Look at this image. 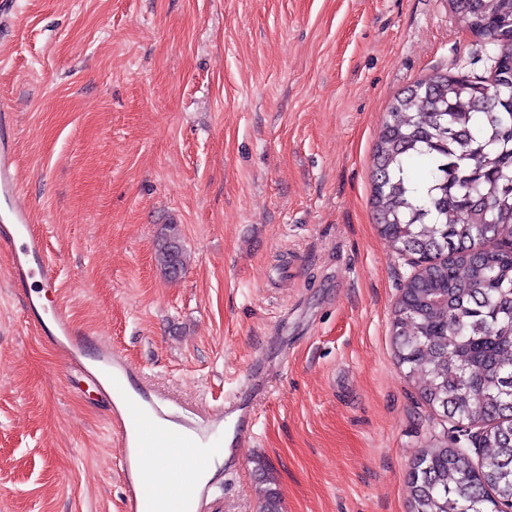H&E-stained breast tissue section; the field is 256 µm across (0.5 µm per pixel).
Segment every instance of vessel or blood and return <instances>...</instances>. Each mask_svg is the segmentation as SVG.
I'll use <instances>...</instances> for the list:
<instances>
[{
    "label": "vessel or blood",
    "mask_w": 512,
    "mask_h": 512,
    "mask_svg": "<svg viewBox=\"0 0 512 512\" xmlns=\"http://www.w3.org/2000/svg\"><path fill=\"white\" fill-rule=\"evenodd\" d=\"M14 164V130L9 109L4 106L0 108V243L10 247L14 283L23 284L37 277L45 288L53 289L57 277L44 240L34 230L28 211L14 204L20 191ZM27 307L48 342L112 404L111 434L123 450L117 463L121 512H156L164 497L188 500L193 512H208L209 489L190 486L191 473L208 468V451L222 444L224 416L232 412L238 413L240 421L227 445L228 459L238 460L239 448L251 438L253 413L240 409L236 400L229 398L200 423L183 422L163 409L158 396L144 389L142 375L119 348L96 341L76 328L62 310L46 309L40 296H29ZM156 448L178 463L159 486L151 482L147 468Z\"/></svg>",
    "instance_id": "vessel-or-blood-1"
}]
</instances>
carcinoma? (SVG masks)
<instances>
[{
	"mask_svg": "<svg viewBox=\"0 0 512 512\" xmlns=\"http://www.w3.org/2000/svg\"><path fill=\"white\" fill-rule=\"evenodd\" d=\"M492 46V77L436 73L392 101L373 153L379 230L416 272L393 311L400 365L423 399L485 423L475 462L436 445L407 474L411 512L512 508V0H449ZM168 276L184 270L175 224L157 237Z\"/></svg>",
	"mask_w": 512,
	"mask_h": 512,
	"instance_id": "carcinoma-1",
	"label": "carcinoma"
}]
</instances>
